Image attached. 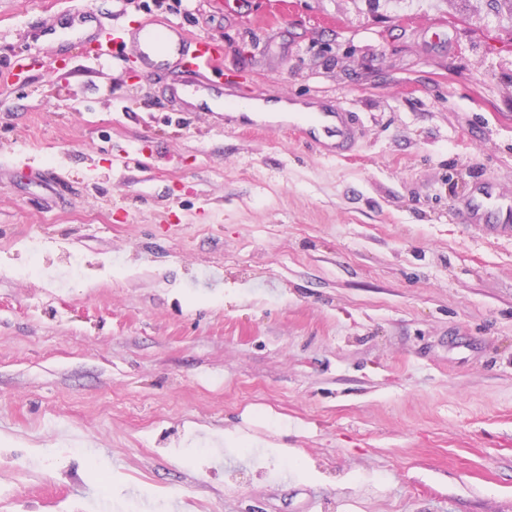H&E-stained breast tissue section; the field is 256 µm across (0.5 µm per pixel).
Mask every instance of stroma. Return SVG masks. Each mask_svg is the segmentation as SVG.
Returning a JSON list of instances; mask_svg holds the SVG:
<instances>
[{
	"label": "stroma",
	"instance_id": "35a3bbf8",
	"mask_svg": "<svg viewBox=\"0 0 512 512\" xmlns=\"http://www.w3.org/2000/svg\"><path fill=\"white\" fill-rule=\"evenodd\" d=\"M413 16L406 31L386 16ZM0 0V512H512V28L446 0ZM181 24L225 95H327L345 158L175 117L126 47ZM91 15L87 12L78 11L71 15L63 27L50 26L43 29L39 37H46L49 41H60L69 37L84 39L87 44L94 45L95 59L108 58L121 59L126 47V33L121 27H117L112 32H105V29L98 25L96 34L83 37L82 27L89 20ZM479 195L469 201L462 213V218L469 224L488 223L494 220L498 213L505 210L512 215V197L505 199L496 195L489 185L479 189ZM492 216L495 218L492 219Z\"/></svg>",
	"mask_w": 512,
	"mask_h": 512
}]
</instances>
